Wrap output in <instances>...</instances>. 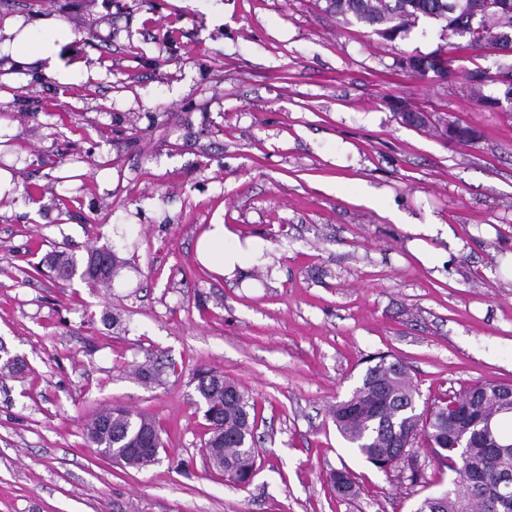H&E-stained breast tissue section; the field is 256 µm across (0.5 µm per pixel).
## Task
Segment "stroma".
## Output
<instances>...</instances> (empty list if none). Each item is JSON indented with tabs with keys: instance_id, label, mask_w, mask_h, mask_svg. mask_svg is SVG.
<instances>
[{
	"instance_id": "1",
	"label": "stroma",
	"mask_w": 512,
	"mask_h": 512,
	"mask_svg": "<svg viewBox=\"0 0 512 512\" xmlns=\"http://www.w3.org/2000/svg\"><path fill=\"white\" fill-rule=\"evenodd\" d=\"M325 0H0L44 37L66 23L71 86L0 66V512H414L456 474L424 442L383 472L329 408L369 360H403L418 408L483 381L512 384V104L469 92L493 49H457L422 18L402 38L342 24ZM444 49L453 78L411 77L404 54ZM407 104L428 125L401 122ZM476 127L443 140L442 121ZM233 250L218 276L196 258L207 225ZM429 224L421 237L410 225ZM126 231L111 287L55 280ZM121 326L113 328L110 319ZM175 363L161 384L134 375ZM256 401L262 454L247 489L206 465L196 369ZM103 405L152 416L165 449L122 468L86 445ZM361 486L336 498L331 471ZM356 476L348 469L332 471L329 474L328 483L332 491L336 494V498L347 501L354 499L360 494V487L356 481ZM340 486H345L347 490L354 488V491L348 495H341L339 493Z\"/></svg>"
}]
</instances>
